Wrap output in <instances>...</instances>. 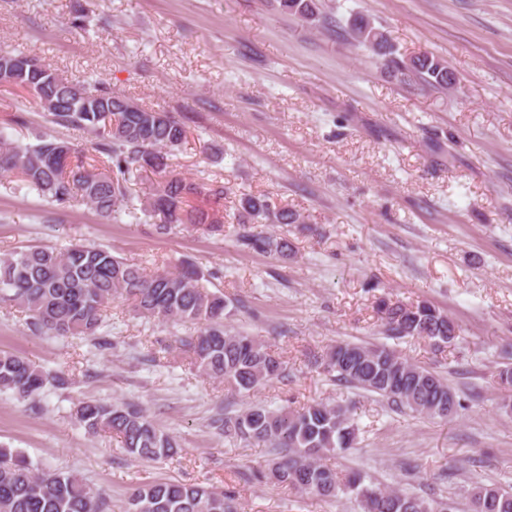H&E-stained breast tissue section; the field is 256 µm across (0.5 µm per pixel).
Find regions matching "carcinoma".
<instances>
[{"instance_id":"obj_1","label":"carcinoma","mask_w":512,"mask_h":512,"mask_svg":"<svg viewBox=\"0 0 512 512\" xmlns=\"http://www.w3.org/2000/svg\"><path fill=\"white\" fill-rule=\"evenodd\" d=\"M274 2L283 13L305 20L319 17L318 0ZM350 34L385 56L386 63L399 65L388 37L366 17L354 16ZM0 62L10 68L9 86L30 93L54 124L87 132L92 150L106 156L101 170L98 160L64 140L39 136L37 144L21 145L0 130L1 175H16L24 185L60 205L77 197L101 216L117 221L121 214L135 210L127 175L133 170L162 174L164 179L140 202V211L159 233L186 224L221 229L218 212L224 206L226 187L218 184L203 191L166 173L168 154L187 139L185 126L170 113L143 107L102 83H74L22 53L1 52ZM405 70L432 86L454 84L448 66L427 55L410 58ZM202 193L209 205H192L191 198ZM237 223L243 227L242 245L281 253L287 244L252 230V225L303 224L305 217L267 195L245 194ZM203 278V271L195 266L149 273L105 249L82 243L64 250L32 247L0 256V302L27 315L29 326L41 334L94 339L112 301L127 300L143 318L198 325L197 335L186 342L193 365L240 394L249 395L284 377L285 361L261 341L224 329V297L207 291ZM377 312L394 337L416 336L436 344H449L456 337L454 321L426 302L381 299ZM324 371L337 384L373 393L400 411L446 419L460 407L441 375L384 345L339 342L328 353ZM51 382L60 379L20 355L0 351V390L34 401ZM74 417L89 432L115 434L135 459L155 461L177 452L174 438L137 406L87 399L75 406ZM211 427L226 437L272 449L269 477L279 485L324 498L336 496L341 489L352 491L364 512H441L416 495L366 485L359 474L342 477L322 462L327 453L356 444L350 410L341 404L313 402L294 410L253 404L233 417L219 415ZM472 506L473 512H512V491L480 487ZM111 510L104 492L78 475L41 470L21 452L0 448V512ZM125 512H239V508L230 491L151 481L133 490Z\"/></svg>"}]
</instances>
